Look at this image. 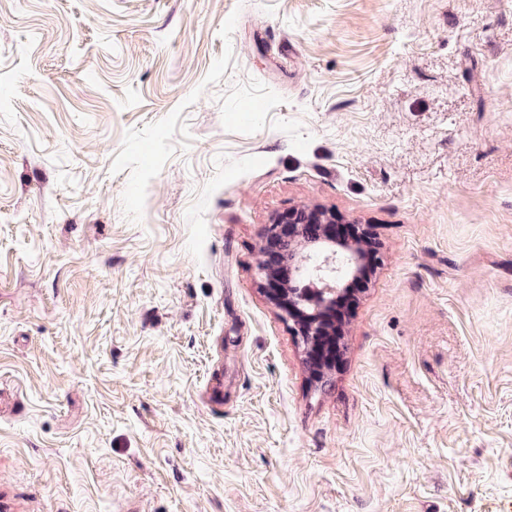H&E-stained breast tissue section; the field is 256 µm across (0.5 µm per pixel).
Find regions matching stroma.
I'll use <instances>...</instances> for the list:
<instances>
[{"label":"stroma","instance_id":"35a3bbf8","mask_svg":"<svg viewBox=\"0 0 512 512\" xmlns=\"http://www.w3.org/2000/svg\"><path fill=\"white\" fill-rule=\"evenodd\" d=\"M316 207L381 244L318 381ZM0 512H512V0H0ZM297 243L300 247L299 256L294 261H288V278L280 279L277 274L267 266H262L261 279L265 295L270 302L278 308L282 314L289 319H293V313L300 310L304 315L312 316V323L297 325L293 331L299 337L304 348H315L325 336L336 335L335 328H329L323 320L321 313L330 304L336 301V327L341 330L344 318L348 314L353 295L365 288L369 279V274L375 262V250L367 254L368 263L363 266L361 276L356 278L348 293L336 297L343 293L348 286L349 280H352L357 274L362 264L363 255L357 250L356 242H347L336 240V238L309 239L303 235H298ZM302 248V249H301ZM340 249L347 254L346 270L343 277L338 280L333 288H302L303 279L308 275L305 262L309 260V251ZM310 304L314 307L312 313H306L303 305Z\"/></svg>","mask_w":512,"mask_h":512}]
</instances>
